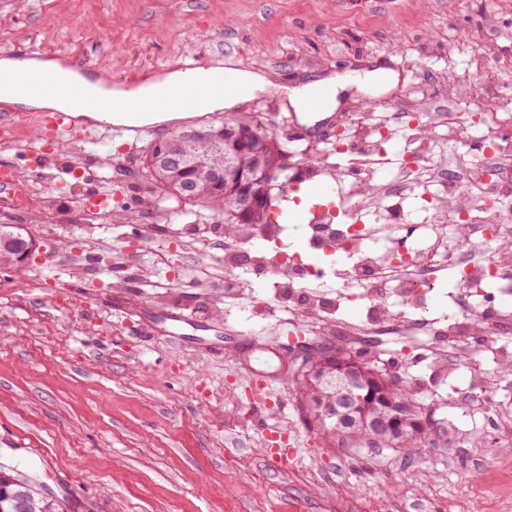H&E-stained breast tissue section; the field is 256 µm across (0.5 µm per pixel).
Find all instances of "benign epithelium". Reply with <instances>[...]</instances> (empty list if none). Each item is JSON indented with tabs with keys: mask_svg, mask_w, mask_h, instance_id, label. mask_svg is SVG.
Listing matches in <instances>:
<instances>
[{
	"mask_svg": "<svg viewBox=\"0 0 512 512\" xmlns=\"http://www.w3.org/2000/svg\"><path fill=\"white\" fill-rule=\"evenodd\" d=\"M172 138L205 142L215 147L221 143L227 146L223 164L213 163L206 155L196 158V165L205 176L224 180V196L233 199L240 222H247L255 213L270 209L276 168L265 157V140L258 133L226 125L222 135L212 130L184 128L175 131ZM246 155L250 160L247 166L242 164ZM37 249L35 239L29 238L15 248L10 266L30 264ZM298 359L301 364L295 369V375L307 383L314 404L322 409V417L352 420L373 447L385 443L396 447L409 433H418L420 426L433 430L443 428V422L434 417L433 411L425 412L423 418L417 419L403 401L391 400L385 414L374 413L372 406L383 393L384 383L378 374H370L357 366V359L351 354L310 360L301 354Z\"/></svg>",
	"mask_w": 512,
	"mask_h": 512,
	"instance_id": "1",
	"label": "benign epithelium"
}]
</instances>
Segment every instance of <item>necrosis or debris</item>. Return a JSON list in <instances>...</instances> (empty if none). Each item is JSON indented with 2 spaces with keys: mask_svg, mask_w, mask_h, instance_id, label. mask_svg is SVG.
Returning a JSON list of instances; mask_svg holds the SVG:
<instances>
[{
  "mask_svg": "<svg viewBox=\"0 0 512 512\" xmlns=\"http://www.w3.org/2000/svg\"><path fill=\"white\" fill-rule=\"evenodd\" d=\"M426 118L445 140L460 144L447 166L439 164L436 142L419 136L410 151H391L401 120L397 112L381 119L360 113L339 142L302 150L309 160L305 178L334 184L337 195L334 206L309 209L302 250H283L285 227L273 220L238 225L231 235L219 224L169 221L159 228L146 225L142 237L151 239L160 229L169 243L195 259L222 254L224 272L214 277L220 286L237 285L239 249L262 240L250 257L252 271L271 288V301L288 314L289 335L334 332L348 347L365 336L392 333L409 340L426 335L431 320L410 310L435 288L439 268L449 264L459 278L463 310L449 315V338L470 327L484 341L495 340L512 330V318L488 308L496 298L512 295V187L500 184L496 166L497 159L512 156V106L503 104L484 115V161L476 168L466 162L471 147L459 140L456 119L434 111ZM484 181L492 183V190H478ZM410 200L424 212L423 223L405 222L404 205ZM452 227L463 229L464 245L449 237ZM329 281L336 285L335 294L322 289ZM336 302L361 309V320L337 324L329 316Z\"/></svg>",
  "mask_w": 512,
  "mask_h": 512,
  "instance_id": "1",
  "label": "necrosis or debris"
}]
</instances>
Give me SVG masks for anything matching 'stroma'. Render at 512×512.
<instances>
[{
  "label": "stroma",
  "mask_w": 512,
  "mask_h": 512,
  "mask_svg": "<svg viewBox=\"0 0 512 512\" xmlns=\"http://www.w3.org/2000/svg\"><path fill=\"white\" fill-rule=\"evenodd\" d=\"M495 13L485 30V10ZM35 46L81 59L122 88L130 74L152 80L194 59L263 75L265 90L236 113L273 124L306 147L291 121L289 91L347 73L398 68L403 93L354 86L338 95L325 138L364 108L391 110L398 97L498 105L512 99V0H0V53ZM486 49L480 68L448 92L449 63ZM410 69L400 70V60ZM40 165L24 150L0 156L52 197L61 223L43 229L28 269L0 268V461L34 474L79 512H512V420L487 432L472 364L495 382L496 403L512 410V375L494 348L462 357L456 376L432 374V341L411 348L384 337L378 366L410 381L416 399L450 423L414 454L389 451L351 465L306 424L289 392V341L278 308L256 313L269 291L246 285L113 288L108 271L73 247L69 226L88 178L112 188L113 219L98 240L133 246L158 221L144 204L146 141L45 142ZM312 187L272 191L271 212L288 211L285 242L301 249L300 199ZM70 282L62 291L61 282ZM176 312L215 343L240 349L211 356L194 344L146 334L144 320ZM284 400L258 418L247 402L251 375Z\"/></svg>",
  "instance_id": "obj_1"
}]
</instances>
